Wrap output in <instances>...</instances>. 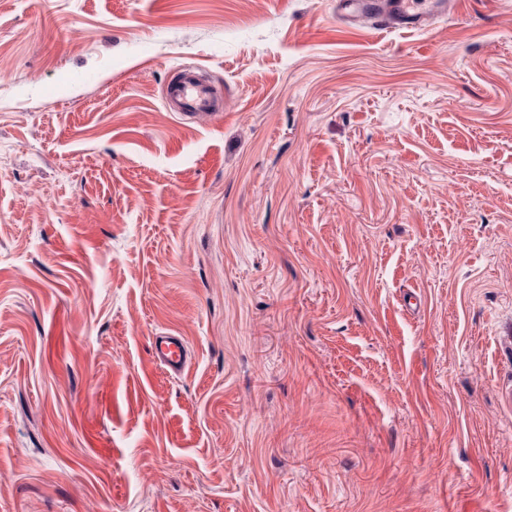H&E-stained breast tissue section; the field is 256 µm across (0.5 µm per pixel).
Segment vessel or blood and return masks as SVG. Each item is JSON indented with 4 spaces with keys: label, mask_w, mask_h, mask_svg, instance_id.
Listing matches in <instances>:
<instances>
[{
    "label": "vessel or blood",
    "mask_w": 512,
    "mask_h": 512,
    "mask_svg": "<svg viewBox=\"0 0 512 512\" xmlns=\"http://www.w3.org/2000/svg\"><path fill=\"white\" fill-rule=\"evenodd\" d=\"M448 6V0H426L421 8L413 0H336V15L347 23L359 26L368 22L384 31L421 29L434 17L447 14ZM165 98L170 111L187 116H217L222 112V101L212 84L192 68L179 71L168 82ZM151 353L159 365L176 374L189 365L186 342L180 336L153 337Z\"/></svg>",
    "instance_id": "vessel-or-blood-1"
}]
</instances>
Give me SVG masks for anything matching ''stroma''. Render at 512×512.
<instances>
[{"label":"stroma","mask_w":512,"mask_h":512,"mask_svg":"<svg viewBox=\"0 0 512 512\" xmlns=\"http://www.w3.org/2000/svg\"><path fill=\"white\" fill-rule=\"evenodd\" d=\"M0 512H512V0H0ZM425 2L423 8H417L411 0H336V16L358 26L368 22L384 31L422 29L455 4L453 0ZM165 98L171 112L182 115L222 116V99L212 84L199 76L196 69L179 71L166 85ZM151 353L159 365L174 374L183 373L189 365L187 346L183 336L172 334L153 336Z\"/></svg>","instance_id":"stroma-1"}]
</instances>
